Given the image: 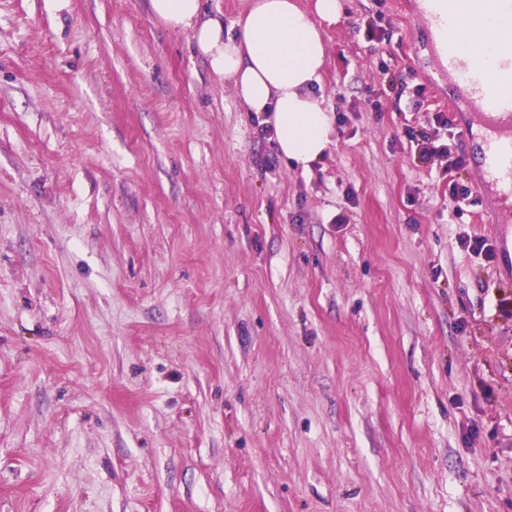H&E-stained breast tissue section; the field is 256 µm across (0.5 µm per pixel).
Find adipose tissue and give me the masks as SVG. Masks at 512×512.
<instances>
[{
  "instance_id": "obj_1",
  "label": "adipose tissue",
  "mask_w": 512,
  "mask_h": 512,
  "mask_svg": "<svg viewBox=\"0 0 512 512\" xmlns=\"http://www.w3.org/2000/svg\"><path fill=\"white\" fill-rule=\"evenodd\" d=\"M470 18L456 38L462 57L484 65L512 51V12L497 11L493 0H455ZM149 13L172 30H187L217 77L230 80L246 111L266 113L279 154L302 169L329 149L332 118L313 86L320 80L326 46L318 19L341 16V0H317L315 14L296 0H252L234 35L204 18L201 0H149Z\"/></svg>"
}]
</instances>
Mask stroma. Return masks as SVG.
Segmentation results:
<instances>
[{
  "mask_svg": "<svg viewBox=\"0 0 512 512\" xmlns=\"http://www.w3.org/2000/svg\"><path fill=\"white\" fill-rule=\"evenodd\" d=\"M281 156L147 0H0V512H512V273L394 0ZM433 153H440L448 155V188L451 197L456 200V202H466L472 197V188L468 183L459 182L455 173L457 170L464 164V160L462 157L454 156L451 150L448 148L447 144H439L438 146H433ZM459 244L462 248L468 250L475 256H483L488 261L496 258L495 248L484 236L460 235L458 237Z\"/></svg>",
  "mask_w": 512,
  "mask_h": 512,
  "instance_id": "stroma-1",
  "label": "stroma"
}]
</instances>
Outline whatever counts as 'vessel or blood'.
<instances>
[{
  "label": "vessel or blood",
  "mask_w": 512,
  "mask_h": 512,
  "mask_svg": "<svg viewBox=\"0 0 512 512\" xmlns=\"http://www.w3.org/2000/svg\"><path fill=\"white\" fill-rule=\"evenodd\" d=\"M412 9L425 21V49L433 56L449 86L448 107L469 108L485 131L476 148L482 171L479 193L497 192L495 209L512 207V65L469 64L456 53L452 33L466 22L451 0H412Z\"/></svg>",
  "instance_id": "vessel-or-blood-1"
}]
</instances>
